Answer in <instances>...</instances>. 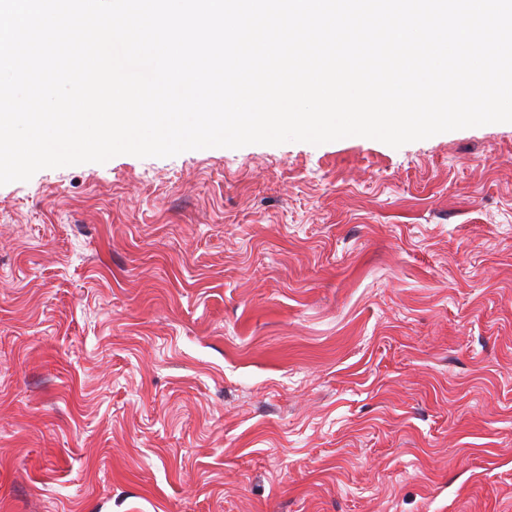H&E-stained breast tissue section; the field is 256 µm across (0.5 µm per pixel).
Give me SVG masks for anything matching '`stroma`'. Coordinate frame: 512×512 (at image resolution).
Wrapping results in <instances>:
<instances>
[{"label": "stroma", "instance_id": "stroma-1", "mask_svg": "<svg viewBox=\"0 0 512 512\" xmlns=\"http://www.w3.org/2000/svg\"><path fill=\"white\" fill-rule=\"evenodd\" d=\"M0 512H512V123L0 186Z\"/></svg>", "mask_w": 512, "mask_h": 512}]
</instances>
